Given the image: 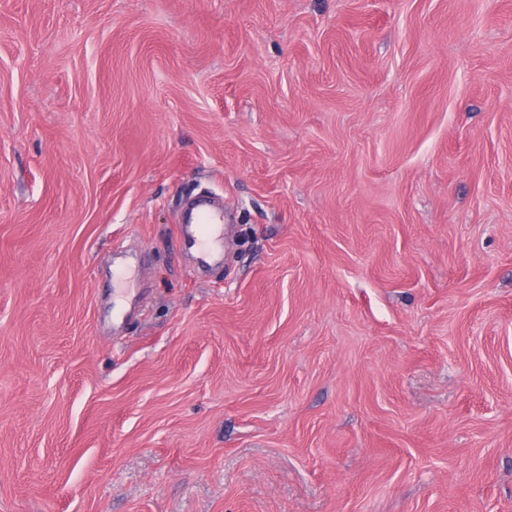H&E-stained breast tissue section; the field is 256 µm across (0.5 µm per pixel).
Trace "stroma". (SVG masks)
I'll return each mask as SVG.
<instances>
[{"instance_id":"1","label":"stroma","mask_w":512,"mask_h":512,"mask_svg":"<svg viewBox=\"0 0 512 512\" xmlns=\"http://www.w3.org/2000/svg\"><path fill=\"white\" fill-rule=\"evenodd\" d=\"M0 512H512V0H0ZM189 226L194 227L201 245H206L215 225H219L223 231V212L210 205L197 206L189 217Z\"/></svg>"}]
</instances>
